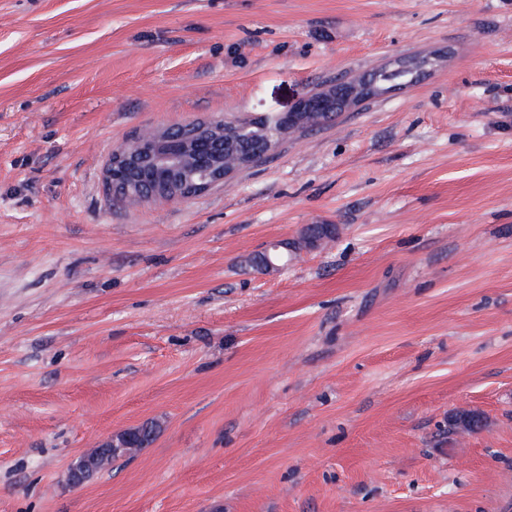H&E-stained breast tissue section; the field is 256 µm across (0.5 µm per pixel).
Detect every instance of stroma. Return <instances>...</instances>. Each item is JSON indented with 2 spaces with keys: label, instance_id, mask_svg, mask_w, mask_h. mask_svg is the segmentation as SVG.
I'll return each instance as SVG.
<instances>
[{
  "label": "stroma",
  "instance_id": "obj_1",
  "mask_svg": "<svg viewBox=\"0 0 512 512\" xmlns=\"http://www.w3.org/2000/svg\"><path fill=\"white\" fill-rule=\"evenodd\" d=\"M398 58L216 188L104 192L137 136ZM0 512H512V0H0ZM116 447L114 437L111 436L96 448L80 455L67 469V483L71 486H81L91 481L112 463V455L118 451Z\"/></svg>",
  "mask_w": 512,
  "mask_h": 512
}]
</instances>
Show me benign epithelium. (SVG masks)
Instances as JSON below:
<instances>
[{
	"mask_svg": "<svg viewBox=\"0 0 512 512\" xmlns=\"http://www.w3.org/2000/svg\"><path fill=\"white\" fill-rule=\"evenodd\" d=\"M385 92L377 81L365 79L358 86L336 83L325 99L303 96L295 110L279 114L282 118L280 137L302 127L301 110L320 112L331 120L345 110L353 98L368 100ZM187 134L175 136L173 129L147 133L112 151L105 167L108 194L123 197L133 203L172 202L191 198L214 185L224 183L235 170L251 166L257 157L241 155L234 165H224V121L208 124L190 122L183 125ZM290 251L288 243L280 241L264 248L269 268L280 267L279 257ZM110 437L97 447L80 455L67 469L66 481L81 486L91 481L112 463L117 452Z\"/></svg>",
	"mask_w": 512,
	"mask_h": 512,
	"instance_id": "benign-epithelium-1",
	"label": "benign epithelium"
}]
</instances>
